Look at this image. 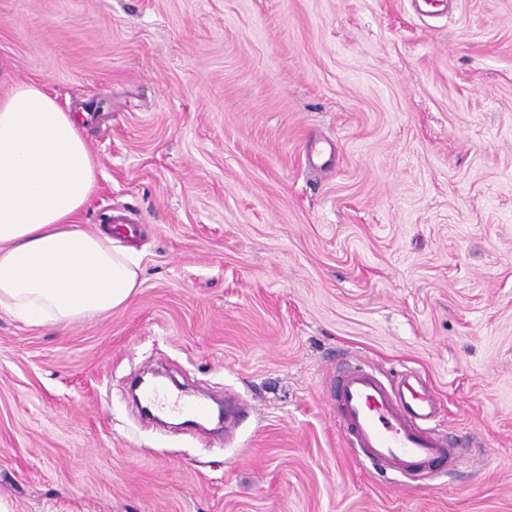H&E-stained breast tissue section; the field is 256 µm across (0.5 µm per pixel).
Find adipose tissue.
I'll return each mask as SVG.
<instances>
[{
  "instance_id": "1",
  "label": "adipose tissue",
  "mask_w": 512,
  "mask_h": 512,
  "mask_svg": "<svg viewBox=\"0 0 512 512\" xmlns=\"http://www.w3.org/2000/svg\"><path fill=\"white\" fill-rule=\"evenodd\" d=\"M98 165L78 119L41 87L0 97V310L68 325L122 306L141 284L134 253L78 217Z\"/></svg>"
}]
</instances>
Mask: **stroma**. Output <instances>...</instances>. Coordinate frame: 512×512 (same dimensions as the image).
Returning <instances> with one entry per match:
<instances>
[{
    "mask_svg": "<svg viewBox=\"0 0 512 512\" xmlns=\"http://www.w3.org/2000/svg\"><path fill=\"white\" fill-rule=\"evenodd\" d=\"M18 82L88 113L79 222L126 216L143 273L69 326L0 310L8 512H512V0H0ZM349 356L426 374L465 463H359ZM161 368L233 433L143 422Z\"/></svg>",
    "mask_w": 512,
    "mask_h": 512,
    "instance_id": "1",
    "label": "stroma"
}]
</instances>
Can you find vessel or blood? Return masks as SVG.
<instances>
[{"mask_svg": "<svg viewBox=\"0 0 512 512\" xmlns=\"http://www.w3.org/2000/svg\"><path fill=\"white\" fill-rule=\"evenodd\" d=\"M336 422L347 445L367 465L409 477L453 463L459 442L435 429L439 398L418 370L390 383L368 363L345 366L329 390Z\"/></svg>", "mask_w": 512, "mask_h": 512, "instance_id": "vessel-or-blood-1", "label": "vessel or blood"}]
</instances>
